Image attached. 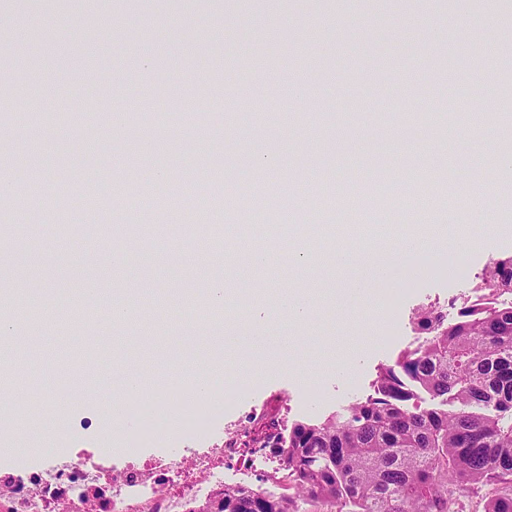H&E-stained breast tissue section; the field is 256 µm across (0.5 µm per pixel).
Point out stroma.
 Instances as JSON below:
<instances>
[{
    "label": "stroma",
    "mask_w": 512,
    "mask_h": 512,
    "mask_svg": "<svg viewBox=\"0 0 512 512\" xmlns=\"http://www.w3.org/2000/svg\"><path fill=\"white\" fill-rule=\"evenodd\" d=\"M511 25L512 0L491 18L474 4L460 15L456 0H0V179L14 229L0 235V285L35 280L60 306L82 289L99 291L98 321L64 328L38 315L15 329L29 388L47 410L39 435L65 452L73 435L93 444L108 427V404L126 376L73 365L71 352L92 336L107 337L116 356L137 352L143 397L158 405L176 403L172 379L207 368L212 388L224 393L216 438L249 429L262 410L284 427L365 397L378 366L418 343L417 307L468 296L451 268L477 275L512 254V212L508 232L489 247L453 246L460 225L481 233L454 197L487 164L490 145L512 132L485 125L459 140L453 128L499 104L512 80V44L502 37ZM33 70L43 73L40 84L26 80ZM458 87L469 88L466 100L455 96ZM88 97L95 110L71 112ZM144 97L157 110H137ZM211 100L222 111H197ZM30 109L65 119L44 135L37 120L15 123L17 111ZM405 122L417 125L418 138L395 142L390 132ZM258 148L277 171L260 174L266 198L253 211V185L238 173L256 170ZM412 166L452 171L453 196L431 214L382 205L368 222L394 232L443 224L447 232L391 271L374 296L354 299L361 269L334 267L323 253L364 254L375 244L341 234L349 222L343 201L382 185L406 188ZM19 168L49 196L66 198V211L43 208V225L30 224ZM297 172L309 188L303 198L294 192ZM328 183L337 203L324 209L317 201ZM91 185L112 204L86 209ZM204 192L231 194L234 203L199 218ZM258 218L276 225L277 236L250 240L264 255L251 265L238 248ZM299 252L320 258L301 266L293 261ZM213 287L223 289L225 308L243 306L241 332L188 314ZM309 287L305 319L293 322L288 297ZM396 288L400 315L389 337L384 302ZM116 301L139 320L109 326ZM298 367L313 388H300ZM61 390L85 393L84 404L58 406Z\"/></svg>",
    "instance_id": "35a3bbf8"
}]
</instances>
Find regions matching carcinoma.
Listing matches in <instances>:
<instances>
[{
  "label": "carcinoma",
  "instance_id": "obj_1",
  "mask_svg": "<svg viewBox=\"0 0 512 512\" xmlns=\"http://www.w3.org/2000/svg\"><path fill=\"white\" fill-rule=\"evenodd\" d=\"M414 320L422 341L378 367L371 393L256 439L286 492L226 489L217 512H460L458 494L485 487L483 512H512V255L484 267L454 320L435 305Z\"/></svg>",
  "mask_w": 512,
  "mask_h": 512
}]
</instances>
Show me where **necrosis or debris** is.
<instances>
[{"label":"necrosis or debris","instance_id":"1","mask_svg":"<svg viewBox=\"0 0 512 512\" xmlns=\"http://www.w3.org/2000/svg\"><path fill=\"white\" fill-rule=\"evenodd\" d=\"M222 401L218 395L209 406L186 409L177 432L153 407H145L131 447H113L107 434L93 458L43 446L38 466L0 475V512H201L206 502L219 501L226 464L267 455L239 432L204 448L173 447L176 435H206ZM147 447L159 449V456L139 461L137 449Z\"/></svg>","mask_w":512,"mask_h":512}]
</instances>
